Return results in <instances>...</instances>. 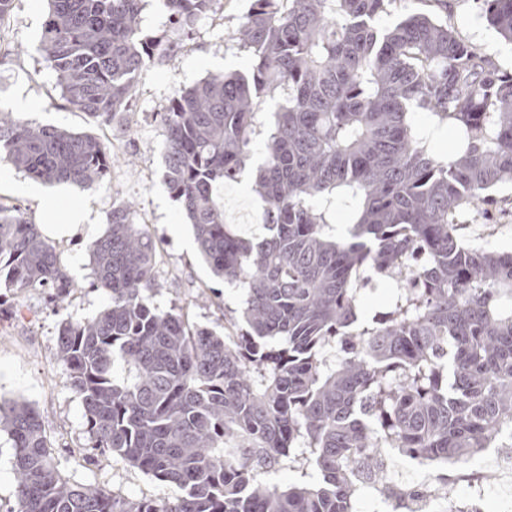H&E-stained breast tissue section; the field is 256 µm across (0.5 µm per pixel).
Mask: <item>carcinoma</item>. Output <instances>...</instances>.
Instances as JSON below:
<instances>
[{"label":"carcinoma","mask_w":512,"mask_h":512,"mask_svg":"<svg viewBox=\"0 0 512 512\" xmlns=\"http://www.w3.org/2000/svg\"><path fill=\"white\" fill-rule=\"evenodd\" d=\"M167 50L215 0H158ZM512 43V0H481ZM144 0H47L40 50L62 98L100 125L126 111L152 57ZM396 0H253L237 39L245 74L210 75L164 113L166 181L214 277L243 295L245 330L230 339L148 302L156 248L132 206L112 210L87 245L109 300L66 321L58 356L81 397L92 449L175 487L173 500L125 501L64 478L37 411L0 402L11 436L16 512H356L372 448L422 466L467 460L512 432V252L468 247L460 215L512 182V75L448 20ZM272 113L252 190L269 235L224 223L217 182L239 183ZM454 128L442 156L415 112ZM0 158L45 183L82 189L110 174L113 146L91 133L32 126L0 113ZM352 214L345 238L330 207ZM396 283L391 310L359 321L360 269ZM0 284L72 288L62 252L0 202ZM288 467L321 481L270 486ZM410 9H419L423 12L436 14L442 17L447 15L442 6L435 1L418 3L417 0H400V2H397V8L395 11L390 16L383 18L382 25L385 27L394 25L401 20Z\"/></svg>","instance_id":"obj_1"}]
</instances>
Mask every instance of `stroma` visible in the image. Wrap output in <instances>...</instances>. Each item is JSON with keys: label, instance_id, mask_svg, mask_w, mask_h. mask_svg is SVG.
Segmentation results:
<instances>
[{"label": "stroma", "instance_id": "obj_1", "mask_svg": "<svg viewBox=\"0 0 512 512\" xmlns=\"http://www.w3.org/2000/svg\"><path fill=\"white\" fill-rule=\"evenodd\" d=\"M251 0H215L212 12L197 22L181 51L156 52L141 71L126 112L112 124H96L69 106L39 51L46 0H14L10 15L0 22V112L16 113L35 125H53L88 132L111 141L118 159L109 177L92 189L72 185L45 186L47 200L77 201L92 213L94 222L75 236L58 240L75 286L54 302L45 288H0V401L22 398L38 411L48 443L63 477L129 499L174 498V487L159 483L129 467L109 452L94 451L83 416L82 401L71 387L69 372L57 356L62 321L95 317L107 304L93 288L88 243L101 235L113 208L133 204L135 218L144 224L157 247L154 291L150 302L160 309L184 314L196 326L222 336L240 334L242 298L213 278L202 262L180 202L165 180L162 114L181 90L201 79L224 72L248 71L250 55L234 37ZM414 8L447 15L466 41L491 55L498 68L512 74V43L501 38L479 17L474 0H399L382 20L389 27ZM28 101L29 110L18 107ZM30 177L0 160V200L19 206L32 223L41 221V205L23 187ZM224 204V221L247 238L265 236L261 205L249 182L216 186ZM500 205L491 220L466 213L460 218L464 242L499 252L512 251V183L497 187ZM432 481L448 483L454 497H468L472 477H480L488 493L481 512H512L494 488L498 482L484 457L466 463L432 465L421 470Z\"/></svg>", "mask_w": 512, "mask_h": 512}]
</instances>
